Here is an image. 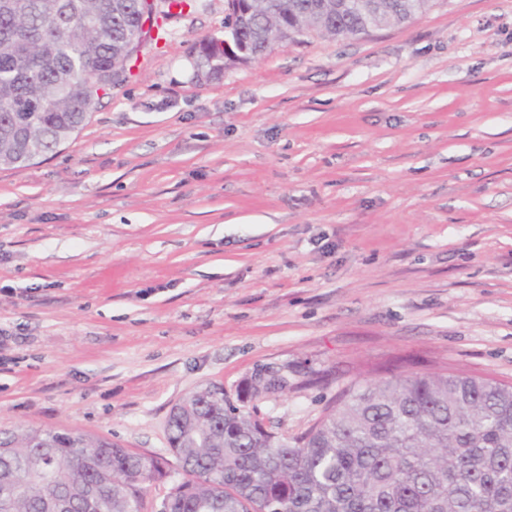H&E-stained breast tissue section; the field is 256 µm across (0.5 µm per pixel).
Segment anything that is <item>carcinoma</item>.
<instances>
[{"label": "carcinoma", "instance_id": "cac0c4a2", "mask_svg": "<svg viewBox=\"0 0 512 512\" xmlns=\"http://www.w3.org/2000/svg\"><path fill=\"white\" fill-rule=\"evenodd\" d=\"M254 19L224 27L262 56L284 33L327 26L358 37V8L318 19L323 0H252ZM385 24L431 0H375ZM159 27L152 0H8L0 6V166H21L81 130ZM228 63L207 52L196 76ZM169 444L183 480L160 512H512V384L463 372H409L356 384L289 441L207 385L171 411ZM164 462L87 434L0 431V512H139Z\"/></svg>", "mask_w": 512, "mask_h": 512}]
</instances>
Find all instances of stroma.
Masks as SVG:
<instances>
[{
  "label": "stroma",
  "mask_w": 512,
  "mask_h": 512,
  "mask_svg": "<svg viewBox=\"0 0 512 512\" xmlns=\"http://www.w3.org/2000/svg\"><path fill=\"white\" fill-rule=\"evenodd\" d=\"M226 15L192 0L70 140L0 167V430L163 457L140 512L199 386L292 439L399 359L512 384V0L197 79Z\"/></svg>",
  "instance_id": "1"
}]
</instances>
